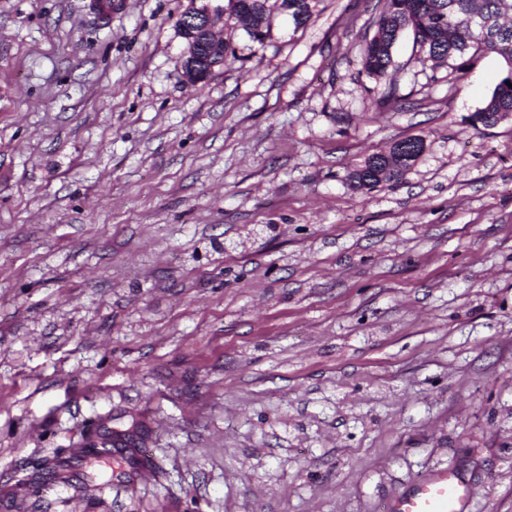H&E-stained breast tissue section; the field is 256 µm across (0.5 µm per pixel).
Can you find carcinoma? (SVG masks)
I'll list each match as a JSON object with an SVG mask.
<instances>
[{
  "mask_svg": "<svg viewBox=\"0 0 512 512\" xmlns=\"http://www.w3.org/2000/svg\"><path fill=\"white\" fill-rule=\"evenodd\" d=\"M269 0H228L229 15L236 18L249 40L262 47L270 36L271 9ZM319 0H280L278 9L288 16H298L295 29L310 21ZM502 0H385L384 9L372 22L374 32L365 41L362 67L368 77L383 78L393 65V51L406 34L413 38L420 51L435 60L454 62L452 68L463 70L483 53L499 55L507 65L505 76L483 107L476 111L478 131L499 123V113L512 112V23L503 22ZM479 12L490 21L496 38H481L468 24V16ZM424 140L406 138L393 144L385 153L369 155L352 169L348 180L353 189L371 192L390 183H397L414 166L424 150Z\"/></svg>",
  "mask_w": 512,
  "mask_h": 512,
  "instance_id": "obj_1",
  "label": "carcinoma"
}]
</instances>
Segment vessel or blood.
<instances>
[{"mask_svg":"<svg viewBox=\"0 0 512 512\" xmlns=\"http://www.w3.org/2000/svg\"><path fill=\"white\" fill-rule=\"evenodd\" d=\"M475 495L472 485L454 471H435L415 481L392 512H467Z\"/></svg>","mask_w":512,"mask_h":512,"instance_id":"1","label":"vessel or blood"}]
</instances>
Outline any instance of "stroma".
Masks as SVG:
<instances>
[{
    "instance_id": "1",
    "label": "stroma",
    "mask_w": 512,
    "mask_h": 512,
    "mask_svg": "<svg viewBox=\"0 0 512 512\" xmlns=\"http://www.w3.org/2000/svg\"><path fill=\"white\" fill-rule=\"evenodd\" d=\"M188 6L0 0V512H389L440 469L512 512V121L467 124L504 60L407 36L376 81L383 0H319L259 50L225 17L194 84ZM424 146L422 138H406L394 143L388 152L369 155L349 172L350 185L357 191L371 192L384 184L398 183L414 166Z\"/></svg>"
}]
</instances>
